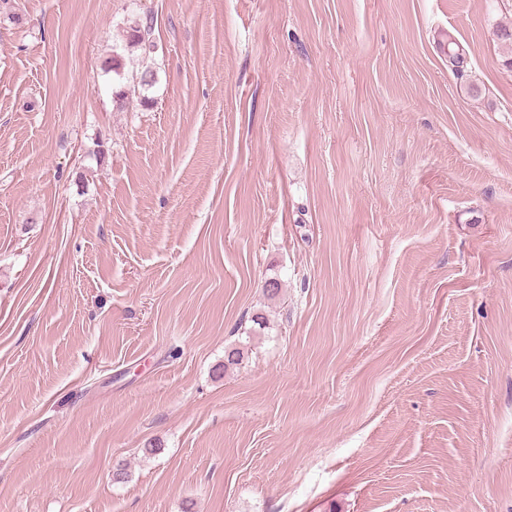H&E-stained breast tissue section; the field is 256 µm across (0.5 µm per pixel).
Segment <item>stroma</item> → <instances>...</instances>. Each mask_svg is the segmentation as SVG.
<instances>
[{"label": "stroma", "instance_id": "35a3bbf8", "mask_svg": "<svg viewBox=\"0 0 512 512\" xmlns=\"http://www.w3.org/2000/svg\"><path fill=\"white\" fill-rule=\"evenodd\" d=\"M505 27L0 0V512H512Z\"/></svg>", "mask_w": 512, "mask_h": 512}]
</instances>
